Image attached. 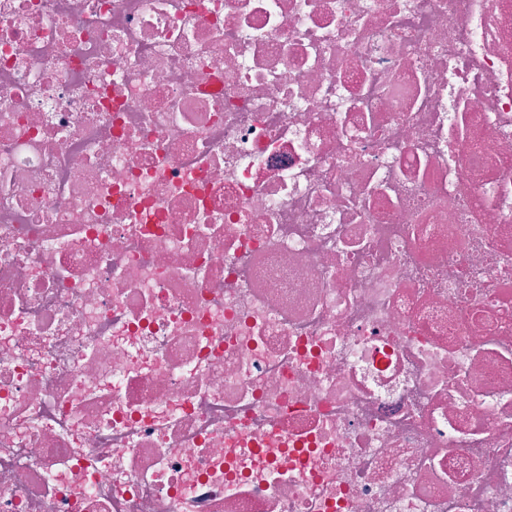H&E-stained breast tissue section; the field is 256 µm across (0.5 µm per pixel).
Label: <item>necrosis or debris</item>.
Returning <instances> with one entry per match:
<instances>
[{"instance_id":"4bbe7bcc","label":"necrosis or debris","mask_w":512,"mask_h":512,"mask_svg":"<svg viewBox=\"0 0 512 512\" xmlns=\"http://www.w3.org/2000/svg\"><path fill=\"white\" fill-rule=\"evenodd\" d=\"M0 512H512V0H0Z\"/></svg>"}]
</instances>
